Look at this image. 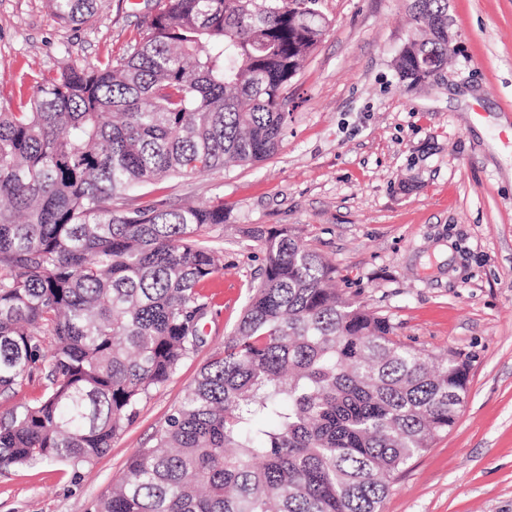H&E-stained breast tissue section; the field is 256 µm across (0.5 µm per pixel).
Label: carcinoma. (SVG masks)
<instances>
[{
  "mask_svg": "<svg viewBox=\"0 0 512 512\" xmlns=\"http://www.w3.org/2000/svg\"><path fill=\"white\" fill-rule=\"evenodd\" d=\"M99 4L49 0L71 24ZM412 9L426 36L396 60L409 88L448 63V0ZM328 26L320 0H157L126 55L33 74L0 112V395L48 362L43 393L0 416L1 470L93 465L200 346L224 200L113 202L272 155L288 86ZM251 236L263 267L223 355L95 512H380L455 424L467 362L432 366L296 230Z\"/></svg>",
  "mask_w": 512,
  "mask_h": 512,
  "instance_id": "cac0c4a2",
  "label": "carcinoma"
}]
</instances>
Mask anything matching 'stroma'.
I'll return each mask as SVG.
<instances>
[{
  "mask_svg": "<svg viewBox=\"0 0 512 512\" xmlns=\"http://www.w3.org/2000/svg\"><path fill=\"white\" fill-rule=\"evenodd\" d=\"M411 3L322 0L331 25L292 81L278 150L126 200L223 198L226 219L208 231L224 268L205 286L217 305L204 341L89 469L0 470V512H94L223 352L262 265L256 227L296 228L335 266L337 288L403 342L470 367L456 423L391 484L382 512H512V0H448L454 49L439 77L414 88L396 71ZM155 11V0H103L77 26L47 0H0V111L18 106L23 73L125 54Z\"/></svg>",
  "mask_w": 512,
  "mask_h": 512,
  "instance_id": "1",
  "label": "stroma"
}]
</instances>
